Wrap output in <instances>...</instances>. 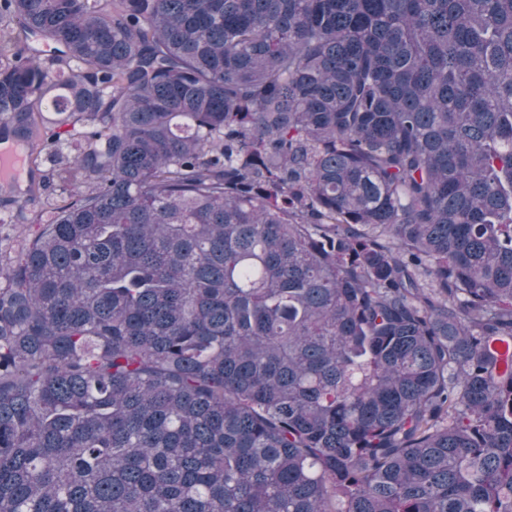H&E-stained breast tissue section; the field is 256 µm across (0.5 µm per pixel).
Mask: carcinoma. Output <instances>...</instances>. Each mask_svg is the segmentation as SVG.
Returning <instances> with one entry per match:
<instances>
[{
	"label": "carcinoma",
	"instance_id": "1",
	"mask_svg": "<svg viewBox=\"0 0 512 512\" xmlns=\"http://www.w3.org/2000/svg\"><path fill=\"white\" fill-rule=\"evenodd\" d=\"M1 141L0 512H512V0H0ZM14 215L15 210L0 209V249L11 251L12 256H15L13 249L16 247L19 233L23 231L26 237L32 238L38 230V224H19Z\"/></svg>",
	"mask_w": 512,
	"mask_h": 512
}]
</instances>
